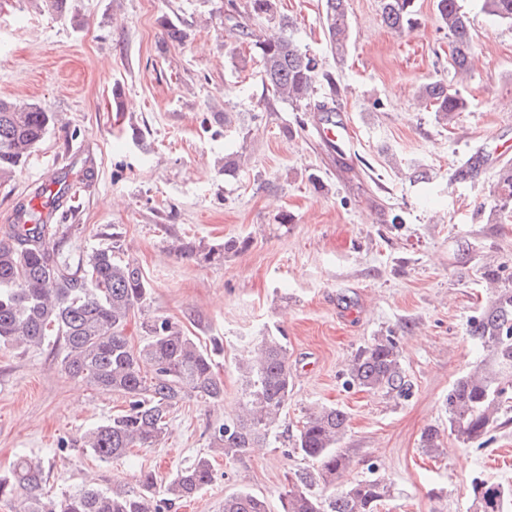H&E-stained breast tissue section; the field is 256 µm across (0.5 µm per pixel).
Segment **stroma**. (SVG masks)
I'll use <instances>...</instances> for the list:
<instances>
[{
	"label": "stroma",
	"instance_id": "stroma-1",
	"mask_svg": "<svg viewBox=\"0 0 512 512\" xmlns=\"http://www.w3.org/2000/svg\"><path fill=\"white\" fill-rule=\"evenodd\" d=\"M226 5L71 0L62 19L48 0H0V97L57 117L0 185V234L20 203L66 177L80 189L79 207L55 221L71 227V256L120 233L150 283L144 316L224 345L223 402L183 403L168 440L109 462L82 437L124 410V397L71 378L61 342L0 347V472L27 455L44 460L52 494L131 486L143 470L164 490L208 450L212 424L236 417L241 362L273 334L285 337L294 370L274 437L242 458L215 456L212 483L171 512H223L225 497L241 491L281 512L290 478L314 469L294 440L307 410L321 405L349 416L339 447L348 467L334 484L316 485L321 497L380 479L390 488L381 512H472L474 480L512 483V408L463 444L447 432L443 403L484 356L468 329L492 294L487 272L512 285V203L497 190L499 170L512 166L499 151L512 141V25L465 0L476 63L460 86L467 110L444 126L417 99L422 83L454 78L434 0H417L418 25L402 35L385 26L380 0H349L352 40L340 60L326 44L323 0H279L297 45L341 88L333 97L318 87L300 106L266 90ZM165 17L179 21L183 43H165ZM325 106L349 131L341 148L319 135ZM478 152L484 164L458 179ZM228 155L235 171L224 169ZM285 212L292 223H280ZM187 238L239 247L199 263L171 248ZM378 335L397 342L409 396L348 385L357 349ZM431 426L444 432L437 454L421 446Z\"/></svg>",
	"mask_w": 512,
	"mask_h": 512
}]
</instances>
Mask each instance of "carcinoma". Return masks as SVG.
Here are the masks:
<instances>
[{
  "instance_id": "1",
  "label": "carcinoma",
  "mask_w": 512,
  "mask_h": 512,
  "mask_svg": "<svg viewBox=\"0 0 512 512\" xmlns=\"http://www.w3.org/2000/svg\"><path fill=\"white\" fill-rule=\"evenodd\" d=\"M481 2L486 15L512 25V0ZM436 9L451 36V65L457 74L467 75L475 53L463 0H436ZM246 10L277 26V31L263 35L236 26L238 36L259 57L262 80L274 96L301 104L314 96L321 80L336 94L332 74L319 72L317 61L295 44L293 22L278 14L276 0H247ZM382 19L396 32L412 30L414 0H382ZM323 25L331 53L343 57L350 33L348 0H324ZM162 27L172 44L186 38L181 26L169 18L163 19ZM420 98L444 125L468 106L444 80L424 83ZM54 123L55 115L35 104L0 99V184L14 176ZM56 185L55 191L45 187L39 193L46 197L41 207L20 204L24 223L10 225L0 236V346L28 350L53 337L63 342L61 365L69 375L125 397V410L84 435L85 448L109 462L131 448H152L165 440L170 413L179 404L224 399L215 361L222 344L215 339L206 348L178 323L156 316L141 322L146 341L132 345L126 328L142 312L150 284L134 261L122 257L117 232L112 233L110 246L95 248L76 260L64 254L70 227L44 218V212L55 211L56 202L69 192V185L59 180ZM237 247L234 239L214 245L181 240L175 252L211 263ZM469 335L485 356L455 381L445 399L450 433L464 444L487 435L505 404L512 401V287L495 289L472 320ZM242 368L246 397L242 413L210 431L211 450L228 459L245 456L267 441L293 390L288 349L278 336L264 337ZM348 378L349 384L368 392L402 395L409 390L399 348L390 336H375L360 348L349 365ZM348 422L347 413L335 406L307 411L294 450L317 464V470L313 476L290 480L281 497L282 512H378L388 493L381 480L351 483L328 499L312 490L314 481L332 482L346 470L338 444ZM213 478L211 455L201 454L176 472L161 498L150 472L141 474L134 487L88 486L51 496L44 492V461L22 456L9 471L0 473V503L15 504L14 512H168L175 502L195 497ZM471 491L473 512H508L512 506V485L481 479L473 481ZM224 512L268 509L264 499L239 492L224 498Z\"/></svg>"
}]
</instances>
